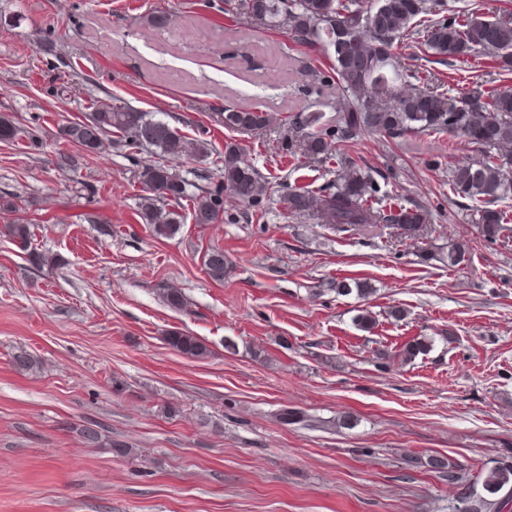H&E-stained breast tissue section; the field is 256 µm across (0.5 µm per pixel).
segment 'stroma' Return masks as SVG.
Returning a JSON list of instances; mask_svg holds the SVG:
<instances>
[{
	"mask_svg": "<svg viewBox=\"0 0 512 512\" xmlns=\"http://www.w3.org/2000/svg\"><path fill=\"white\" fill-rule=\"evenodd\" d=\"M159 12L167 27L149 24ZM416 54L404 40L399 64L432 84L496 77L481 55L448 66ZM329 64L285 31L236 22L224 0H0V116L42 142H0V196L20 205L0 225L24 219L33 247L62 258L34 267L0 235V512H455L460 487L428 456L470 481L512 461V223L484 240L447 166L432 165L476 152L444 134L370 135L351 148L392 170L390 195L429 210L426 235L370 225L338 237L291 217L287 187L335 177V163L280 148L297 115L335 124L338 97L307 75ZM121 102L187 136L205 130L214 152L239 143L265 178L260 208L229 196L222 221L197 224L185 200L179 233L158 238L138 217L137 174L154 153L109 149L60 167L78 149L58 127ZM228 106L271 124L230 131ZM461 242V265L436 260ZM214 245L230 267L221 282L202 264ZM344 278L375 292H325ZM167 287L185 295L183 311L164 305ZM364 306L376 318L368 332L353 322ZM172 330L211 356L174 352ZM415 336L432 350L381 368L379 352ZM21 350L34 360L25 373L11 362ZM285 409L318 424L284 423ZM345 414L354 428L332 426ZM84 422L129 454L86 446ZM164 340L170 349L189 359H203L212 353L202 339L190 332L174 330L169 332Z\"/></svg>",
	"mask_w": 512,
	"mask_h": 512,
	"instance_id": "obj_1",
	"label": "stroma"
}]
</instances>
